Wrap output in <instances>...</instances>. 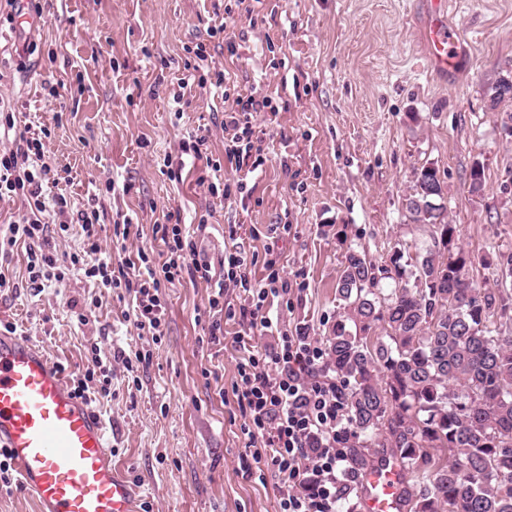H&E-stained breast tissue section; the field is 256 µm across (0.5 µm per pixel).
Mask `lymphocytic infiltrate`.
<instances>
[{"instance_id": "f902f5d3", "label": "lymphocytic infiltrate", "mask_w": 512, "mask_h": 512, "mask_svg": "<svg viewBox=\"0 0 512 512\" xmlns=\"http://www.w3.org/2000/svg\"><path fill=\"white\" fill-rule=\"evenodd\" d=\"M195 60L185 63L179 88L190 83H208L229 99L224 111V157L217 160L205 151L208 137L189 133L182 142L183 157L177 169L186 164L199 168V184L211 196L245 201L249 196L248 176L263 167L265 160L254 152L258 137L252 123L254 113L277 112L272 97L232 92L223 70L210 66L206 44H197ZM0 128L13 135L10 148L0 152V197H18L24 212L18 219L0 225V256L24 245L28 281L41 288L61 283L70 275L81 274L110 290L125 291L132 299L135 326L152 338L164 334L167 304L163 290L177 283L210 281L214 294L209 302L213 312L208 323L212 341L224 334V320L236 321L247 338L274 335L275 342L265 349L250 345L238 367L239 379L233 395L239 409L249 418L245 433L253 447L255 463L277 481L279 512H337L339 492L351 472L344 451L347 429L340 399V386L328 368V352L322 340L306 329L288 332L278 328L269 315L272 299L288 294L292 285L277 258L267 259L266 275L254 281L255 259L241 248L225 251L221 278H213L212 266L200 260L194 237L182 228L180 212L172 221L158 224L154 232L166 248L162 264H155L145 251H138L132 271L112 266V255L103 250V226L95 208L73 207L67 195H47V186L57 187V171L43 160V143L31 130L15 128L13 113L0 111ZM60 223H51V216ZM79 225L83 240L78 251L58 254L51 241L54 235ZM235 289L247 296L239 307L225 306L224 294ZM91 363L72 379L73 392L84 401L112 394V372L101 356L99 345H91Z\"/></svg>"}]
</instances>
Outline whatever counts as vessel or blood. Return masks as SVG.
<instances>
[{
  "mask_svg": "<svg viewBox=\"0 0 512 512\" xmlns=\"http://www.w3.org/2000/svg\"><path fill=\"white\" fill-rule=\"evenodd\" d=\"M429 4L426 69L444 76L468 39L449 24L446 0ZM0 447L38 512H138L132 486L112 463L105 423L36 345L1 333ZM401 481L395 461L365 470L362 512H396Z\"/></svg>",
  "mask_w": 512,
  "mask_h": 512,
  "instance_id": "vessel-or-blood-1",
  "label": "vessel or blood"
}]
</instances>
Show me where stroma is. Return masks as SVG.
<instances>
[{"mask_svg": "<svg viewBox=\"0 0 512 512\" xmlns=\"http://www.w3.org/2000/svg\"><path fill=\"white\" fill-rule=\"evenodd\" d=\"M422 2L265 0L249 14L236 0H51L22 33L0 14V98L14 103L18 125L49 129L45 159L75 207L103 212L101 245L113 265L140 248L159 257L153 227L169 211L187 223L209 213L195 235L200 259L218 264L238 246L255 255L260 277L277 255L303 288L275 300L274 313L323 337L342 308L336 284L348 249L381 259L398 243L432 248L428 228L410 223L404 206L422 165L437 168L465 250L490 260L512 251V99L490 101L492 83L512 67V0H450L448 19L470 43L458 72L443 80L424 69ZM228 32L239 46L233 56ZM199 42L240 93L278 105L253 115L265 164L245 205L162 169L198 129L210 131L209 153L224 155L221 95L210 85L178 87ZM476 162L484 167L478 193L470 190ZM109 180L116 192L106 191ZM120 213L133 218L121 247L110 230ZM0 272L17 284L0 292V320L15 323L52 364L69 373L86 367L92 343L110 353L112 395L94 411L139 503L152 512H277L274 479L241 475L249 419L232 396L240 327L225 322L214 343L198 322L213 284L166 289L156 343L134 326L128 295L77 274L31 288L21 247ZM97 294L102 306L78 325L73 304ZM138 350L150 352L149 363L125 369L123 355Z\"/></svg>", "mask_w": 512, "mask_h": 512, "instance_id": "1", "label": "stroma"}]
</instances>
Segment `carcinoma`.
<instances>
[{"instance_id":"1","label":"carcinoma","mask_w":512,"mask_h":512,"mask_svg":"<svg viewBox=\"0 0 512 512\" xmlns=\"http://www.w3.org/2000/svg\"><path fill=\"white\" fill-rule=\"evenodd\" d=\"M438 170L414 173L405 210L436 252L403 281L404 252L352 249L336 285L344 312L326 337L349 423L353 483L388 460L408 479L407 512H512V318L504 289L470 276L478 258L445 221ZM390 278L395 287L384 288Z\"/></svg>"}]
</instances>
